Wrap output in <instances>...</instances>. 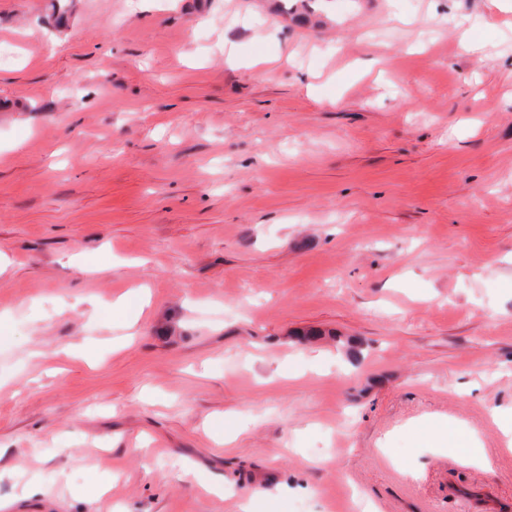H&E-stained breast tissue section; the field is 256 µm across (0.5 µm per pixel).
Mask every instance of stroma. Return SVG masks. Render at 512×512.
I'll return each instance as SVG.
<instances>
[{
	"label": "stroma",
	"instance_id": "1",
	"mask_svg": "<svg viewBox=\"0 0 512 512\" xmlns=\"http://www.w3.org/2000/svg\"><path fill=\"white\" fill-rule=\"evenodd\" d=\"M49 2L0 0L10 512H512V0ZM438 432L453 440L461 452L470 455L478 468L485 470L492 467V458L488 456L483 449H476L478 447L474 446L475 441L473 438L462 432L453 422L447 421L440 423Z\"/></svg>",
	"mask_w": 512,
	"mask_h": 512
}]
</instances>
